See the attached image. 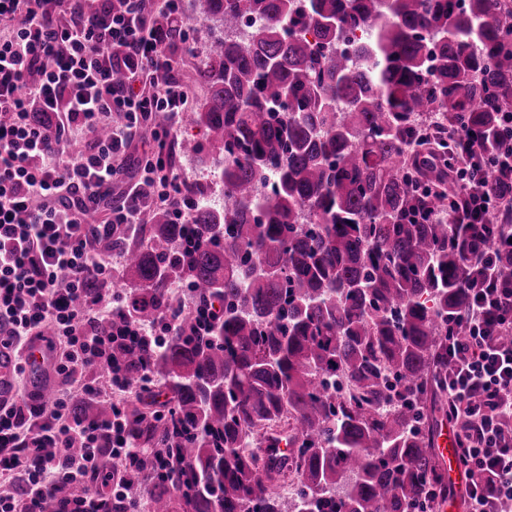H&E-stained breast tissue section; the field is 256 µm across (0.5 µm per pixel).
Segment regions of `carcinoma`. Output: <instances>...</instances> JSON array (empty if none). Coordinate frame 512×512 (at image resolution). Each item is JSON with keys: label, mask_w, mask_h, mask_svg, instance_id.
Wrapping results in <instances>:
<instances>
[{"label": "carcinoma", "mask_w": 512, "mask_h": 512, "mask_svg": "<svg viewBox=\"0 0 512 512\" xmlns=\"http://www.w3.org/2000/svg\"><path fill=\"white\" fill-rule=\"evenodd\" d=\"M86 14L124 0H81ZM218 30L189 112L220 169L186 224L166 208L123 255L126 307L107 330L154 324L193 290L191 322L128 337L120 408L71 414L148 468L138 512H426L448 413L447 336L465 332L475 260L512 273L505 225L459 224L451 155L512 142V0H192ZM285 444L276 460L269 449ZM288 483L285 499L278 487Z\"/></svg>", "instance_id": "1"}]
</instances>
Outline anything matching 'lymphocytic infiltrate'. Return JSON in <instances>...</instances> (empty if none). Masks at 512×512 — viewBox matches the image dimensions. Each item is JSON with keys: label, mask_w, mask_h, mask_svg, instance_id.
I'll list each match as a JSON object with an SVG mask.
<instances>
[{"label": "lymphocytic infiltrate", "mask_w": 512, "mask_h": 512, "mask_svg": "<svg viewBox=\"0 0 512 512\" xmlns=\"http://www.w3.org/2000/svg\"><path fill=\"white\" fill-rule=\"evenodd\" d=\"M146 2L66 19L62 0H0V346L14 353L20 385L25 346L52 333L58 379L50 404L24 392L0 402V485L16 489L0 495V512H105L108 493L127 486V449L104 447L69 405L76 391L115 404L128 394L103 360L113 344L103 325L121 298L84 290L88 280L111 278L113 259L90 253L88 241L144 223L146 198L169 206L176 223L187 219L182 184L165 161L188 102L162 38L177 4L167 0L158 18ZM160 112L167 125L151 129ZM78 131L91 142L73 155ZM139 138L151 156L127 186L128 151ZM474 269L482 285L467 333L448 339V423L470 512H512V346L497 339L512 331V276L487 254ZM75 443L82 456L70 455Z\"/></svg>", "instance_id": "obj_1"}]
</instances>
